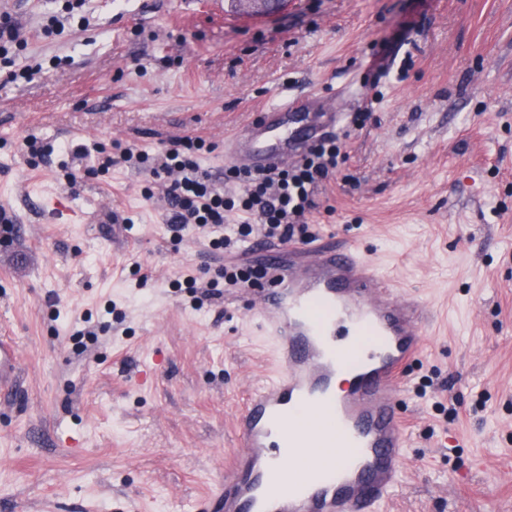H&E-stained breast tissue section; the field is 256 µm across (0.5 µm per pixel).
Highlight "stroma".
Wrapping results in <instances>:
<instances>
[{"instance_id": "stroma-1", "label": "stroma", "mask_w": 512, "mask_h": 512, "mask_svg": "<svg viewBox=\"0 0 512 512\" xmlns=\"http://www.w3.org/2000/svg\"><path fill=\"white\" fill-rule=\"evenodd\" d=\"M64 2L0 0L21 28L0 56V339L21 353L0 512H194L212 495L273 368L257 295L182 287L219 281L223 253L192 227L174 238L170 178L97 159L199 137L222 176L225 138L287 94L335 96L344 117L313 242L353 243L427 321L385 512H512V0ZM31 137L53 150L36 167Z\"/></svg>"}]
</instances>
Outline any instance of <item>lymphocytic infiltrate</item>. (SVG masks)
Masks as SVG:
<instances>
[{
  "instance_id": "f902f5d3",
  "label": "lymphocytic infiltrate",
  "mask_w": 512,
  "mask_h": 512,
  "mask_svg": "<svg viewBox=\"0 0 512 512\" xmlns=\"http://www.w3.org/2000/svg\"><path fill=\"white\" fill-rule=\"evenodd\" d=\"M204 146L203 139H188L154 156L127 148L119 157H102L98 167L106 170L121 161L148 167L157 178L174 175L167 192L171 231L178 234L191 225L210 228L212 249L231 253L247 242L305 239L308 226L304 219L316 207L315 193L335 172L341 158L339 140L330 134L312 145L294 166L255 175L229 166L219 182L200 165ZM227 183L240 186L238 198L225 196ZM233 209L245 215V222L225 223V212Z\"/></svg>"
}]
</instances>
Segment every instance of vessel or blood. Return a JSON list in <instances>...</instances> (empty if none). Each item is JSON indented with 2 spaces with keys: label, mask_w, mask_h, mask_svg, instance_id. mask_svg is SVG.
<instances>
[{
  "label": "vessel or blood",
  "mask_w": 512,
  "mask_h": 512,
  "mask_svg": "<svg viewBox=\"0 0 512 512\" xmlns=\"http://www.w3.org/2000/svg\"><path fill=\"white\" fill-rule=\"evenodd\" d=\"M307 109L287 99L256 114L225 140V156L251 172L283 165L336 126L334 112L303 123ZM257 251L269 268L257 325L280 371L248 397L239 451L202 512H378L407 446L397 398L422 347L419 311L349 247ZM19 369L14 345L1 339L0 391ZM341 374L351 383L339 394Z\"/></svg>",
  "instance_id": "obj_1"
}]
</instances>
